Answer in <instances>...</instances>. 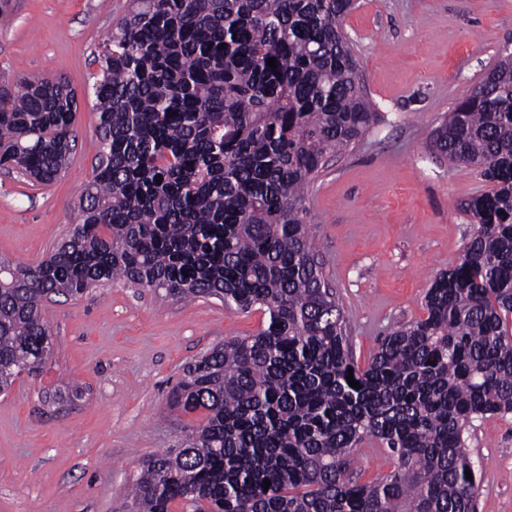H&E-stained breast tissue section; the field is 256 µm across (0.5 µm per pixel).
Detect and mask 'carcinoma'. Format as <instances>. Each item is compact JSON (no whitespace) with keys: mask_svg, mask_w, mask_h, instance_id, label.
Listing matches in <instances>:
<instances>
[{"mask_svg":"<svg viewBox=\"0 0 512 512\" xmlns=\"http://www.w3.org/2000/svg\"><path fill=\"white\" fill-rule=\"evenodd\" d=\"M352 9L130 0L95 58L100 140L79 224L36 263L0 257V393L54 356L53 295L122 281L265 315L184 369L168 408L200 417L141 461L126 512H475L464 434L512 413V54L430 142L493 185L460 204L476 231L424 316L361 367L304 206L325 163L378 119L342 28ZM19 85L0 86V165L49 184L73 150L77 95L62 78ZM369 439L393 468L362 482L352 460Z\"/></svg>","mask_w":512,"mask_h":512,"instance_id":"1","label":"carcinoma"}]
</instances>
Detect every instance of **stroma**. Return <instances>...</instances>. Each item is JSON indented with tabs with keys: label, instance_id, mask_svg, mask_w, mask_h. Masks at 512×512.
<instances>
[{
	"label": "stroma",
	"instance_id": "obj_1",
	"mask_svg": "<svg viewBox=\"0 0 512 512\" xmlns=\"http://www.w3.org/2000/svg\"><path fill=\"white\" fill-rule=\"evenodd\" d=\"M10 5L0 85L62 76L78 100L65 173L43 186L0 170V256L31 264L77 222L99 145L91 75L129 0ZM343 29L380 119L328 162L305 207L363 366L391 329L423 316L434 276L459 263L475 231L459 204L489 183L448 166L428 144L456 99L512 53V0H358ZM45 317L54 357L41 376H20L0 394V512H122L140 459L182 441L186 418L167 399L184 367L264 319L214 298L171 301L121 282L54 297ZM70 387L76 396L52 402ZM466 446L476 512H512V414L475 420Z\"/></svg>",
	"mask_w": 512,
	"mask_h": 512
}]
</instances>
